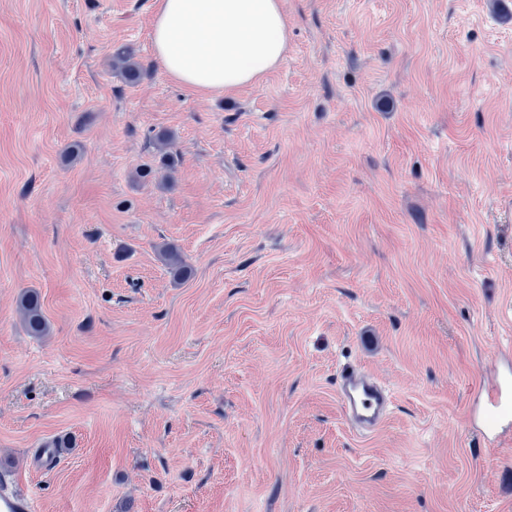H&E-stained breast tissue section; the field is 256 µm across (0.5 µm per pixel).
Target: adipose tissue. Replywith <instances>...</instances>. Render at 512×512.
Listing matches in <instances>:
<instances>
[{
	"label": "adipose tissue",
	"mask_w": 512,
	"mask_h": 512,
	"mask_svg": "<svg viewBox=\"0 0 512 512\" xmlns=\"http://www.w3.org/2000/svg\"><path fill=\"white\" fill-rule=\"evenodd\" d=\"M155 57L199 93L258 83L288 47L283 0H157Z\"/></svg>",
	"instance_id": "adipose-tissue-1"
}]
</instances>
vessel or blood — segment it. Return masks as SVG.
<instances>
[{
  "label": "vessel or blood",
  "mask_w": 512,
  "mask_h": 512,
  "mask_svg": "<svg viewBox=\"0 0 512 512\" xmlns=\"http://www.w3.org/2000/svg\"><path fill=\"white\" fill-rule=\"evenodd\" d=\"M336 395L344 416L365 434L377 431L393 407L388 389L354 363L338 369ZM479 395L488 428L496 430L512 415V379L504 377L491 386L480 388ZM0 512H36L32 496L21 491L8 475L0 476Z\"/></svg>",
  "instance_id": "obj_1"
}]
</instances>
